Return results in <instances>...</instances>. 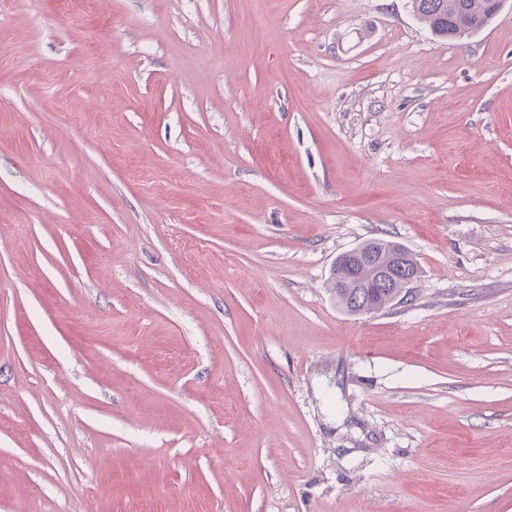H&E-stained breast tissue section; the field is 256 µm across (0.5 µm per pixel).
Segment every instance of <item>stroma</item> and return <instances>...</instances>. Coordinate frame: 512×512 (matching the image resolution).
<instances>
[{"label": "stroma", "instance_id": "35a3bbf8", "mask_svg": "<svg viewBox=\"0 0 512 512\" xmlns=\"http://www.w3.org/2000/svg\"><path fill=\"white\" fill-rule=\"evenodd\" d=\"M0 512H512V0H0ZM417 18L441 37H463L474 34L494 18L504 0H494L493 13L489 0H411ZM406 255V252L399 247L390 248V256H387L386 261L380 268L381 275H379L378 279H385L386 281H389V278L393 279L397 282L396 288H372L371 284H362L363 288H359V283L353 280H349L346 288H342L341 284L336 288V273L341 274L342 272L341 267H338V260L341 256L339 255L336 258V263L329 279V288L334 297H336V302L346 312L353 315H362L363 304L367 303L368 300L373 301L377 311L392 304L395 296L400 291L399 288L402 289L396 299L403 296V299H407L412 288L411 286L417 279V273L413 272ZM365 288H372L371 295L365 293ZM367 307H369L368 303Z\"/></svg>", "mask_w": 512, "mask_h": 512}]
</instances>
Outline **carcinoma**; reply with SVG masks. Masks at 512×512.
<instances>
[{
    "label": "carcinoma",
    "instance_id": "carcinoma-1",
    "mask_svg": "<svg viewBox=\"0 0 512 512\" xmlns=\"http://www.w3.org/2000/svg\"><path fill=\"white\" fill-rule=\"evenodd\" d=\"M411 7L417 18L435 35L445 38L474 34L494 18L489 0H412ZM341 272L340 267H333L330 290L339 306L350 314H362L363 304L369 300L380 311L392 304L399 293L397 288H375L368 295L353 280L346 287L338 288L336 275Z\"/></svg>",
    "mask_w": 512,
    "mask_h": 512
}]
</instances>
